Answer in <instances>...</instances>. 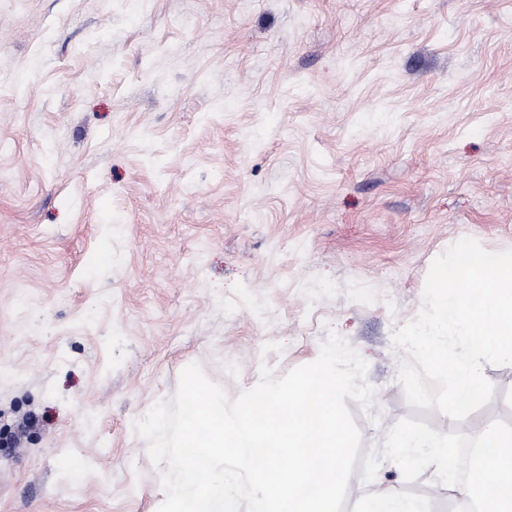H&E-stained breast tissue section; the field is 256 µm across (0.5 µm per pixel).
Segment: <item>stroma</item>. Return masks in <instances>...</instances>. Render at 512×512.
Here are the masks:
<instances>
[{"label":"stroma","mask_w":512,"mask_h":512,"mask_svg":"<svg viewBox=\"0 0 512 512\" xmlns=\"http://www.w3.org/2000/svg\"><path fill=\"white\" fill-rule=\"evenodd\" d=\"M464 237L512 249V0H0V512H158L182 370L234 399L331 329L376 389L342 512L447 490L396 436L512 365L452 422L391 334Z\"/></svg>","instance_id":"stroma-1"}]
</instances>
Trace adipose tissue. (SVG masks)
<instances>
[{
	"mask_svg": "<svg viewBox=\"0 0 512 512\" xmlns=\"http://www.w3.org/2000/svg\"><path fill=\"white\" fill-rule=\"evenodd\" d=\"M473 438L489 448L488 464L497 482L495 492L483 496L482 512H512V429L483 425L475 430Z\"/></svg>",
	"mask_w": 512,
	"mask_h": 512,
	"instance_id": "adipose-tissue-1",
	"label": "adipose tissue"
}]
</instances>
